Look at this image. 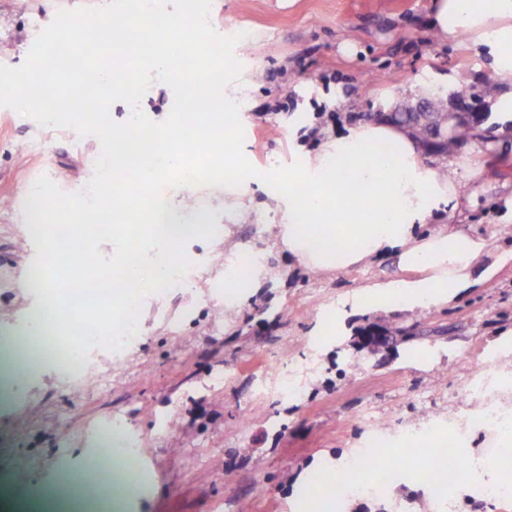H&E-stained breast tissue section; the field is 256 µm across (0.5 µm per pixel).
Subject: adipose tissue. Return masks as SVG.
Wrapping results in <instances>:
<instances>
[{
	"label": "adipose tissue",
	"instance_id": "adipose-tissue-1",
	"mask_svg": "<svg viewBox=\"0 0 512 512\" xmlns=\"http://www.w3.org/2000/svg\"><path fill=\"white\" fill-rule=\"evenodd\" d=\"M428 25L439 36L461 33L487 48L494 81L512 86V53L504 51L512 46V0H431ZM461 188L457 167L440 177L405 127L348 124L324 133L320 148L280 183L288 204L277 243L311 270H347L382 258L415 272V279H393L367 293L364 301L372 307L450 301L495 271L480 264L489 251L485 238L444 222L457 209ZM96 242L93 235L82 238L80 254L61 256L42 287L95 278L90 253ZM101 464L110 467L117 496H132L144 480L123 448H113Z\"/></svg>",
	"mask_w": 512,
	"mask_h": 512
}]
</instances>
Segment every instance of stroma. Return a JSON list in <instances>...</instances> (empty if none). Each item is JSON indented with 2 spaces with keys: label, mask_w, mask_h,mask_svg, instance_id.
Returning a JSON list of instances; mask_svg holds the SVG:
<instances>
[{
  "label": "stroma",
  "mask_w": 512,
  "mask_h": 512,
  "mask_svg": "<svg viewBox=\"0 0 512 512\" xmlns=\"http://www.w3.org/2000/svg\"><path fill=\"white\" fill-rule=\"evenodd\" d=\"M101 0H0V64L21 65L39 31L59 10ZM430 0H211L218 34L248 31L234 54L249 101L240 119L243 152L257 170L245 189L247 213L223 210L206 190L167 189L163 197L187 223L210 215L217 233L186 243L201 273L193 286L146 298L138 320L141 347L112 364V382L62 390L46 368L11 370L25 397L0 394V512H81L84 485L72 476L96 469L106 426L117 428L149 459L142 491L121 512H298L306 484L363 454L388 425V439L423 428L466 429L496 391H468L485 354L512 332V261L450 302L391 311L361 306L366 287L399 277L388 260L315 273L279 251L281 212L261 179L314 149L313 126L332 128L359 116L413 109L411 90L447 92L452 112L476 104L487 140L457 151L465 159V198L452 226L476 232L492 254L512 249V134L489 124L490 57L463 35L433 39ZM467 80L472 95L448 93ZM101 154L96 137L43 127L0 107V343L19 334L35 302L30 284L37 246L29 240L28 195L50 178L81 191ZM263 251L259 277L245 278L232 305L213 293L224 268ZM269 306L261 316L257 307ZM287 310L286 319L276 313ZM395 322L417 331L416 344L390 338L364 344L369 328ZM291 372L301 397L278 393ZM222 385L212 386L215 373ZM175 430L158 434L165 417ZM442 512L426 484L400 477L383 498L349 492L338 512Z\"/></svg>",
  "instance_id": "stroma-1"
}]
</instances>
